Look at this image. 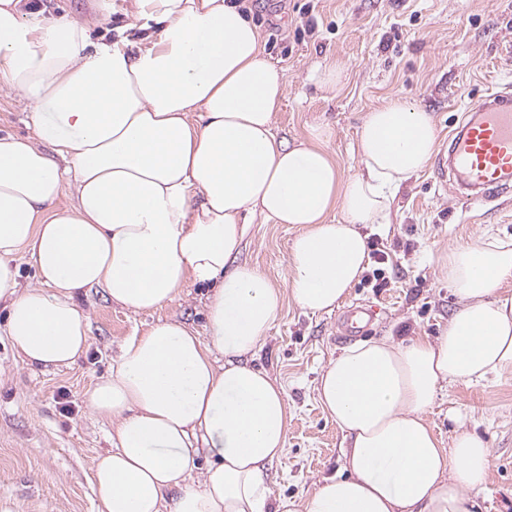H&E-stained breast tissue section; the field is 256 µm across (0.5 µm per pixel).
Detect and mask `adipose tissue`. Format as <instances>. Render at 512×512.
Wrapping results in <instances>:
<instances>
[{"instance_id": "ef3b65f1", "label": "adipose tissue", "mask_w": 512, "mask_h": 512, "mask_svg": "<svg viewBox=\"0 0 512 512\" xmlns=\"http://www.w3.org/2000/svg\"><path fill=\"white\" fill-rule=\"evenodd\" d=\"M0 0V90L29 104L34 134L0 137V306L25 362L68 366L89 339L75 302L103 288L138 313L212 285L206 330L162 321L121 346L85 403L112 426L93 463L100 512H472L491 450L459 427L443 448L428 420L444 383L512 371V242L450 247L442 271L459 302L440 336L347 347L318 400L345 433L344 474L303 500L273 498L285 453L283 386L252 363L285 300L332 311L368 264L370 224L429 163L432 115L397 98L366 112L360 170L342 175L332 131L278 138L283 82L238 0H124L125 45L89 25ZM70 205H60L63 183ZM292 224L277 286L237 262L256 218ZM29 250L24 288L14 256ZM208 464L198 470L199 453ZM200 482H193L194 471Z\"/></svg>"}]
</instances>
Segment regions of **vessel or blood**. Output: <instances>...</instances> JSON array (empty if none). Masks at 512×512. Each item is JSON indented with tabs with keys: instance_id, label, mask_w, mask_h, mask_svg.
Wrapping results in <instances>:
<instances>
[{
	"instance_id": "1",
	"label": "vessel or blood",
	"mask_w": 512,
	"mask_h": 512,
	"mask_svg": "<svg viewBox=\"0 0 512 512\" xmlns=\"http://www.w3.org/2000/svg\"><path fill=\"white\" fill-rule=\"evenodd\" d=\"M450 164H438L439 186H446L449 172L473 189V201L512 192V94L489 91L468 105L451 141ZM345 334L363 333L367 326L365 308L355 305L339 317Z\"/></svg>"
}]
</instances>
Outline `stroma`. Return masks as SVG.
I'll list each match as a JSON object with an SVG mask.
<instances>
[{"label":"stroma","instance_id":"1","mask_svg":"<svg viewBox=\"0 0 512 512\" xmlns=\"http://www.w3.org/2000/svg\"><path fill=\"white\" fill-rule=\"evenodd\" d=\"M259 27L279 68L284 99L275 131L303 138L310 126L332 130L330 150L342 174L359 163L357 133L366 112L399 97L431 112L436 157H447L449 131L465 106L489 88H512V0H262ZM340 61L346 83L323 99L307 76L315 65ZM295 228L257 223L240 258L277 285L287 276ZM389 260L387 283L360 279L346 304L378 309L370 338H436L457 309L441 260L450 246L480 235L512 241V194L469 204L456 186L439 188L433 167L405 182L387 223L366 227ZM208 288L187 284L177 301L133 313L91 288L77 301L89 325L88 347L68 367L26 364L6 332L0 308V512H98L93 459L111 449L109 422L92 415L84 391L107 376L120 347L159 321L203 330ZM336 313L311 315L293 302L281 313L253 363L283 384L291 411L285 455L272 468L274 496L301 500L324 475L338 472L347 442L323 411L315 391L321 369L342 352ZM459 412L467 430L487 440L491 466L469 490L477 512H512V371L477 385L452 383L428 414L443 446Z\"/></svg>","mask_w":512,"mask_h":512}]
</instances>
